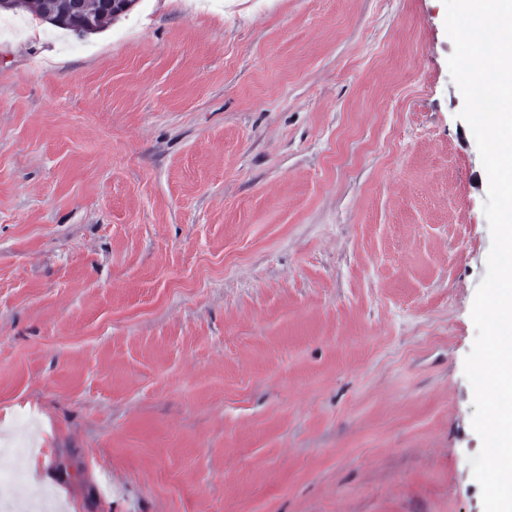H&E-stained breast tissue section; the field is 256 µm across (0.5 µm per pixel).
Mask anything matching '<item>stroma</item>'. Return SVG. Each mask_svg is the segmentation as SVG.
I'll return each instance as SVG.
<instances>
[{
	"label": "stroma",
	"instance_id": "1",
	"mask_svg": "<svg viewBox=\"0 0 512 512\" xmlns=\"http://www.w3.org/2000/svg\"><path fill=\"white\" fill-rule=\"evenodd\" d=\"M442 0L0 33V467L57 512H483L488 186Z\"/></svg>",
	"mask_w": 512,
	"mask_h": 512
}]
</instances>
